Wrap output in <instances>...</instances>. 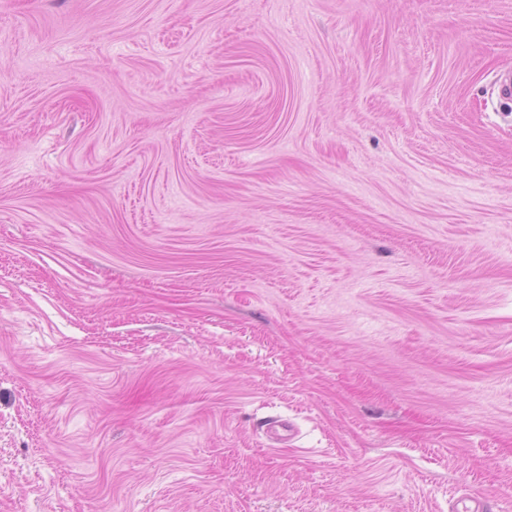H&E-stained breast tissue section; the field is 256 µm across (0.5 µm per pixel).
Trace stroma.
<instances>
[{
    "mask_svg": "<svg viewBox=\"0 0 512 512\" xmlns=\"http://www.w3.org/2000/svg\"><path fill=\"white\" fill-rule=\"evenodd\" d=\"M504 71L512 0H0V512H512Z\"/></svg>",
    "mask_w": 512,
    "mask_h": 512,
    "instance_id": "obj_1",
    "label": "stroma"
}]
</instances>
